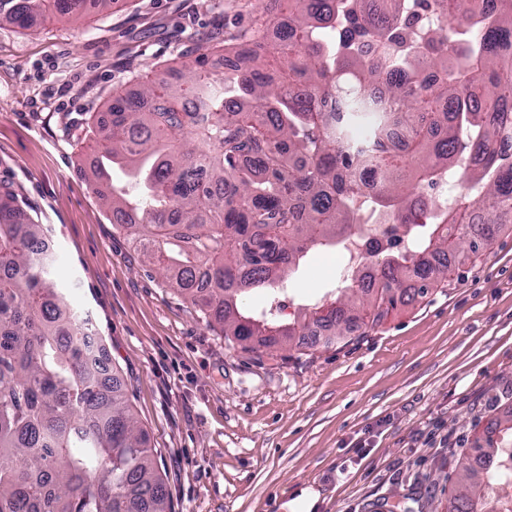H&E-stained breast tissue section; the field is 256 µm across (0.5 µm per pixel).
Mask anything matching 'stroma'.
Returning a JSON list of instances; mask_svg holds the SVG:
<instances>
[{
	"mask_svg": "<svg viewBox=\"0 0 512 512\" xmlns=\"http://www.w3.org/2000/svg\"><path fill=\"white\" fill-rule=\"evenodd\" d=\"M269 5L115 0L0 27V179L49 225L54 275L109 355L171 512H392L413 492L448 512L449 454L475 457L512 419V223L363 338L246 353L145 263L87 177L85 129L113 93L250 32ZM351 274L341 246L313 248L277 320H301Z\"/></svg>",
	"mask_w": 512,
	"mask_h": 512,
	"instance_id": "1",
	"label": "stroma"
}]
</instances>
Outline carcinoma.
<instances>
[{
	"mask_svg": "<svg viewBox=\"0 0 512 512\" xmlns=\"http://www.w3.org/2000/svg\"><path fill=\"white\" fill-rule=\"evenodd\" d=\"M82 0H0V24L79 18ZM432 0L438 24L405 51L406 0L369 14L357 47L325 40L354 0H289L291 23L265 40L252 30L250 66L233 89L209 70L216 48L200 45L195 66L145 76L135 97L112 95V124L89 126L98 148L90 177L142 252L178 291L212 316L245 351L264 336L290 341L328 326L353 332V312L375 325L401 302L407 277L425 294L448 280L447 259L476 254L512 214V0ZM454 24V38L443 35ZM279 76L265 69L270 51ZM367 124L368 149L344 148ZM396 127L403 138L386 137ZM128 169L139 193L112 183ZM462 171L475 194L444 205L419 186ZM385 211L413 246L388 251L374 267V291L333 299L298 324L243 308L245 289L272 288L316 246L342 244L364 211ZM49 229L0 185V512H171L168 491L114 372L87 360L80 321L51 276ZM463 465L452 512H477L487 488Z\"/></svg>",
	"mask_w": 512,
	"mask_h": 512,
	"instance_id": "obj_1",
	"label": "carcinoma"
}]
</instances>
